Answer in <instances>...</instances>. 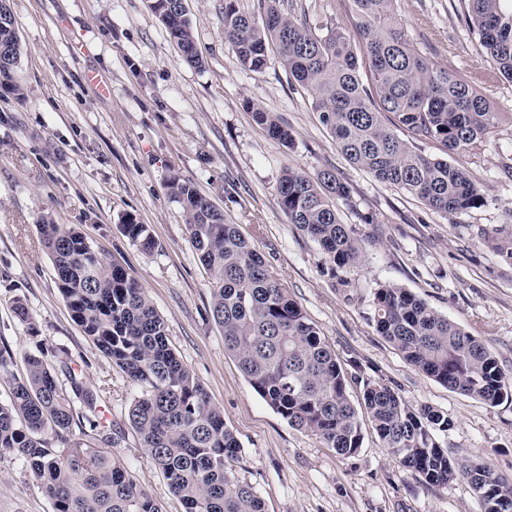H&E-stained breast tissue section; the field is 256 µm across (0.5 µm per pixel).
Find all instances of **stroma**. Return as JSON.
Here are the masks:
<instances>
[{"mask_svg":"<svg viewBox=\"0 0 512 512\" xmlns=\"http://www.w3.org/2000/svg\"><path fill=\"white\" fill-rule=\"evenodd\" d=\"M187 3L200 68L182 60L150 0H11L22 93L0 98V347L19 359L44 351L54 368L68 354L121 436L113 457L162 512H184L129 423L140 388L73 321L57 286L39 226L47 219L75 228L145 289L171 347L223 408L241 445L235 475L255 487L265 512H479L467 482L427 484L400 467L371 424L359 451L345 458L289 425L252 389L224 350L211 278L168 182H191L255 244L326 336L353 403H361L366 382L383 383L410 406L448 415L454 426L441 443L450 455L482 457L512 477V402L487 405L409 365L377 332L372 305L379 285L407 289L481 338L512 375V263L481 236L512 225V82L493 77L477 56L461 0H398L411 44L507 115L482 151L449 158L471 174L483 206L441 213L347 160L277 52L262 72L244 69L224 38V0ZM276 6L315 27L351 24L349 0ZM257 108L288 127L292 147L255 122ZM288 168L330 170L350 186L351 201L335 206L363 247L346 272L351 288H337L318 245L283 213L277 185ZM128 215L149 225L152 252L121 232ZM19 302L28 320L15 315ZM0 512H54L7 454L0 456Z\"/></svg>","mask_w":512,"mask_h":512,"instance_id":"stroma-1","label":"stroma"}]
</instances>
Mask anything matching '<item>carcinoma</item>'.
<instances>
[{
  "mask_svg": "<svg viewBox=\"0 0 512 512\" xmlns=\"http://www.w3.org/2000/svg\"><path fill=\"white\" fill-rule=\"evenodd\" d=\"M187 0H152L182 60L200 68ZM397 0H350L354 31L283 15L276 0H262L260 17L224 0V38L241 65L260 72L276 50L284 69L312 93L320 123L336 147L375 179L397 185L429 208L448 214L483 204L468 172L417 144L435 142L445 155L485 146L502 120L486 97L462 77L438 68L407 40ZM507 0H463L476 54L512 81V6ZM22 47L9 0H0V95H19L14 70ZM275 140L292 135L273 112L255 109ZM171 196L186 216L189 238L213 276L212 316L224 350L238 362L253 390L288 423L315 435L340 456L363 443L360 414L348 380L325 336L283 287L277 273L224 213L178 176ZM293 224L319 246L331 277L358 264L355 228L340 223L334 200L351 202L350 186L330 171L310 176L288 168L277 187ZM122 233L151 252L148 225L131 216ZM52 257L58 288L74 321L141 395L129 419L154 466L185 512H265L254 487L235 478L240 444L171 348L163 319L141 285L72 227L39 225ZM484 241L512 262V231L494 228ZM377 332L427 376L491 406L512 401V377L478 337L438 314L409 291L381 285L374 292ZM25 377H14V356L0 348V379L12 380L0 400V454L19 462L52 500L55 512H162L112 457L118 444L98 411V392L72 366L49 369L42 355L24 356ZM67 386H62L58 375ZM363 407L373 429L401 467L436 487L466 481L481 512H512V479L484 463L448 454L438 440L453 427L448 415L407 405L389 386L368 383Z\"/></svg>",
  "mask_w": 512,
  "mask_h": 512,
  "instance_id": "carcinoma-1",
  "label": "carcinoma"
}]
</instances>
